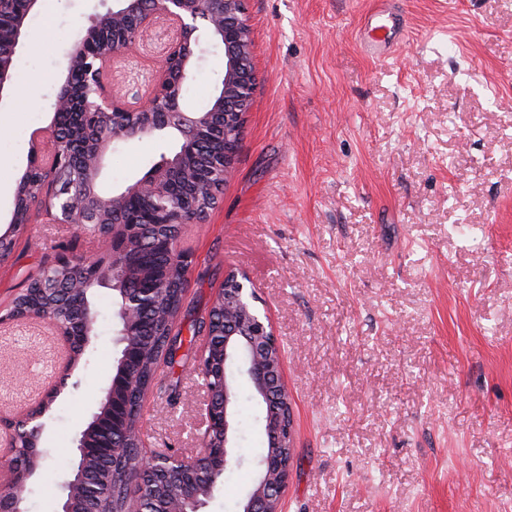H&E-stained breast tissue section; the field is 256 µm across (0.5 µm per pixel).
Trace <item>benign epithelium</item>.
<instances>
[{"label":"benign epithelium","instance_id":"1","mask_svg":"<svg viewBox=\"0 0 512 512\" xmlns=\"http://www.w3.org/2000/svg\"><path fill=\"white\" fill-rule=\"evenodd\" d=\"M10 2L0 0V31L5 28L10 31L8 53L0 51V98L12 82L13 57L26 34L27 16L38 0H27L26 9L20 14L6 8ZM213 3L215 7L205 12L201 0H154L151 7L146 0H119L117 6L94 13L65 56L62 87H69L72 75L78 71L87 73L91 84L81 99L75 95L57 97L53 112L69 110L78 103L82 110L98 118L96 131L84 144L62 136L56 118L42 131L41 139L50 145L51 152L48 163L39 164L45 174L40 187V209L54 224L105 225L100 231L106 242L102 251L91 258L64 255L57 266H75L84 284L122 293L119 315L124 329L117 339L121 345V367L136 357V347L126 337L127 327L159 291L151 280L145 281L134 294L122 288L128 278L124 256L129 241L142 235L146 225L184 223L178 208L160 204L166 197L169 172L178 166L181 155L162 156L147 175L110 193L99 191V181L115 143L152 140L169 127L178 129V140L189 141L199 127L211 123L216 115L224 116V157L215 175L221 182L232 176L236 139L240 138L254 82L252 46L247 40L251 31L244 0H213ZM159 18L175 24L179 34L162 60L159 78L149 97L136 105H128L105 84V72L114 59L139 42ZM105 30L112 31V44L102 46L100 36ZM197 32L203 33L211 44L224 48L222 85L209 105L199 110L181 104L179 92L180 82L193 74L200 60ZM30 173L31 170H26L21 178L14 202V207L22 206L27 210V219L20 222L11 218L12 230L0 235L1 261L11 253L15 234L30 223L33 211ZM137 197L155 198L159 203L155 211L140 219L110 225L108 215ZM44 293L48 297L45 306L30 311L25 318L48 321L67 345L69 355L58 380L36 406L19 416L0 417V425L10 432L11 448H16L18 439L22 438L30 456V462L24 465L16 454H11L8 468L12 478L0 486V512H25L24 485L37 467L38 444L46 427V416L66 389L76 361L94 336L97 312L93 308L79 300L73 317L65 318L56 310L57 289L46 288ZM255 298V293L238 288L236 305L227 308L230 321L224 328L223 359L215 363L203 355L198 361L204 380L205 403L209 405L205 412L202 451L193 458L155 457L143 465L133 480L131 492L139 502L156 500V476L175 471L181 479V491L175 507L166 512H203L224 468L235 460L237 381L245 377L257 403L268 413L264 425L270 452L258 463L250 489L238 502V512H282L290 469L279 449L294 448L293 407L284 381L283 357L274 358L269 354V348L277 345L272 324L266 315L248 309ZM133 383L134 378L123 370L112 378L97 411L77 433L76 451L80 461L89 458L97 448L93 438L98 428L126 423V387ZM79 486L81 481L77 477L63 485L60 512H75L74 495Z\"/></svg>","mask_w":512,"mask_h":512}]
</instances>
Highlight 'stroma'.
I'll return each mask as SVG.
<instances>
[{
	"label": "stroma",
	"mask_w": 512,
	"mask_h": 512,
	"mask_svg": "<svg viewBox=\"0 0 512 512\" xmlns=\"http://www.w3.org/2000/svg\"><path fill=\"white\" fill-rule=\"evenodd\" d=\"M255 69L235 172L191 255L181 324L246 274L280 343L296 444L283 512H512V0H390L405 37L380 60L359 43L379 0H244ZM99 0H39L0 101V234L10 231L33 135L53 120L61 64ZM175 28L158 19L111 65L129 102L152 90ZM224 58L204 44L187 105H208ZM170 141L115 144L99 188L143 175ZM103 240L33 211L0 262V310L62 255ZM97 334L52 404L26 512H57L74 439L116 356L112 292ZM195 337L161 365L141 411L148 455L202 448ZM67 351L44 321L0 322V415L26 412ZM233 476L205 512L235 503L264 446L251 387Z\"/></svg>",
	"instance_id": "stroma-1"
}]
</instances>
